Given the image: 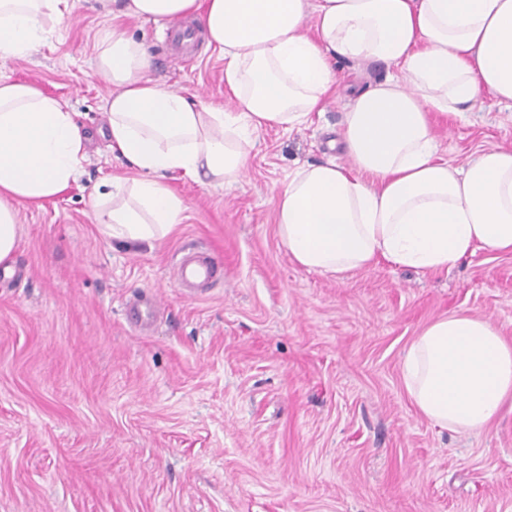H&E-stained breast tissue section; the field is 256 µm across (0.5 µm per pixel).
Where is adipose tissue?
Segmentation results:
<instances>
[{
    "label": "adipose tissue",
    "instance_id": "adipose-tissue-1",
    "mask_svg": "<svg viewBox=\"0 0 512 512\" xmlns=\"http://www.w3.org/2000/svg\"><path fill=\"white\" fill-rule=\"evenodd\" d=\"M103 15L194 18L224 58L238 109L224 112L149 76L143 43L119 30L97 40L113 148L138 178H112L98 221L118 242L162 240L180 224V173L205 185L240 181L253 134L290 130L336 91L334 57L396 67L357 95L330 160L289 175L276 199L290 260L319 273L380 261L442 271L480 250L512 252V149L462 166L438 157L432 112L460 117L490 94L512 107V0H97ZM72 0H0V58H26L70 13ZM88 137L65 103L0 81V265L18 237L19 204H42L79 174ZM405 389L431 424L485 428L512 401V342L489 321L451 314L427 326L402 367Z\"/></svg>",
    "mask_w": 512,
    "mask_h": 512
}]
</instances>
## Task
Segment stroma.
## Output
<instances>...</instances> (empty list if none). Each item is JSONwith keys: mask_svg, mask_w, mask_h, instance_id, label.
Listing matches in <instances>:
<instances>
[{"mask_svg": "<svg viewBox=\"0 0 512 512\" xmlns=\"http://www.w3.org/2000/svg\"><path fill=\"white\" fill-rule=\"evenodd\" d=\"M119 26L154 58L152 78L233 111L224 59L198 39L169 51L165 23L73 8L0 78L63 99L88 137L82 174L56 199L18 207L0 274V512H512V413L481 431L442 430L402 380L413 340L453 313L512 338V253L478 252L440 272L379 264L340 275L295 265L275 194L298 168L348 159L335 141L355 94L396 72L339 58L336 94L291 130L258 131L237 184L175 176L184 220L154 247L116 244L94 197L136 169L108 141L113 87L95 44ZM439 156L459 166L512 147V107L483 97L433 116ZM190 252L224 277L198 299L173 273ZM162 301L148 331L126 304Z\"/></svg>", "mask_w": 512, "mask_h": 512, "instance_id": "35a3bbf8", "label": "stroma"}]
</instances>
